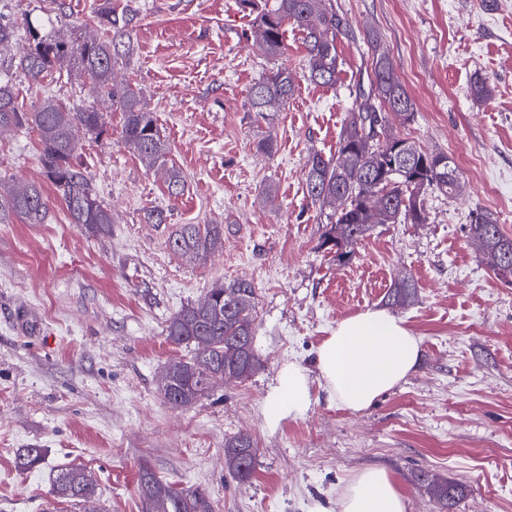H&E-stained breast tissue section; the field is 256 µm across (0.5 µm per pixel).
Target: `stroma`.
Masks as SVG:
<instances>
[{
	"label": "stroma",
	"mask_w": 512,
	"mask_h": 512,
	"mask_svg": "<svg viewBox=\"0 0 512 512\" xmlns=\"http://www.w3.org/2000/svg\"><path fill=\"white\" fill-rule=\"evenodd\" d=\"M0 0V18L52 14L62 35L98 34L100 0ZM350 25L338 36L336 86L308 81L303 34L287 26L276 59L254 44L253 17L239 0H136V54L117 79L141 88L169 157L183 171L170 198L162 171L117 138L83 137L81 160L114 217L109 234L71 223L45 175L37 135L0 134V186L38 184L47 219L0 223V512H141L138 472L153 469L205 491L214 512H338L357 471L382 466L407 512H437L418 483L426 470L459 490L453 512H512V284L497 279L468 237L473 213H492L512 235V0H338ZM388 49L414 101L401 136L452 156L459 195L424 196V224H380L346 264L321 245L318 207L306 194L310 154L334 155L354 96L371 69L366 31ZM276 65L296 89L273 118L251 111V86ZM490 78L485 102L469 94ZM12 82L33 110L45 99L94 103L76 68L32 84ZM272 138L274 150H259ZM165 210L149 224L144 214ZM183 224H220L222 249L189 262L168 238ZM412 276L417 300L387 307L393 281ZM255 286L252 314L260 367L216 385L194 405L172 408L159 387L190 351L166 337L168 319L215 284ZM389 308L423 339L416 370L365 410L332 402L319 381L317 349L337 323ZM312 380L300 413L277 427L264 418L281 365ZM258 448L253 477L228 472L225 438ZM22 448L45 449L19 472ZM84 467L98 485L92 503L55 500L51 478Z\"/></svg>",
	"instance_id": "obj_1"
}]
</instances>
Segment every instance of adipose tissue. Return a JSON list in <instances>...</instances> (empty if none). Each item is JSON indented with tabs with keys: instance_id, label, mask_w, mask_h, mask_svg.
<instances>
[{
	"instance_id": "adipose-tissue-1",
	"label": "adipose tissue",
	"mask_w": 512,
	"mask_h": 512,
	"mask_svg": "<svg viewBox=\"0 0 512 512\" xmlns=\"http://www.w3.org/2000/svg\"><path fill=\"white\" fill-rule=\"evenodd\" d=\"M422 339L383 309L361 312L337 323L319 346L321 383L336 404L350 411L370 407L399 386L416 368ZM311 379L298 363L284 364L270 393L264 416L269 426L302 411ZM339 512H406V500L393 475L383 467L365 468L349 480Z\"/></svg>"
}]
</instances>
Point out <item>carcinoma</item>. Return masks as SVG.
<instances>
[{"instance_id": "1", "label": "carcinoma", "mask_w": 512, "mask_h": 512, "mask_svg": "<svg viewBox=\"0 0 512 512\" xmlns=\"http://www.w3.org/2000/svg\"><path fill=\"white\" fill-rule=\"evenodd\" d=\"M240 3L254 14L253 36L266 57L276 58L284 53V26L290 23L304 36L310 81L328 87L336 85L340 73L336 37L347 34L348 27L336 0ZM138 16L137 8L129 4L117 12L112 9L111 0H103L97 12L103 35L73 41L57 36L50 15L40 27L27 19L25 25L32 43L18 57L16 67L38 84L66 64L76 66L93 85L101 103L122 112L121 142L149 165L165 170L167 191L170 197L177 198L183 194L186 179L182 170L169 161L155 113L145 107L139 88L113 78L116 65L136 50L134 28ZM367 41L372 56L370 86L360 84L354 93L356 106L348 113L336 155L326 158L314 152L305 166L307 195L318 204L326 224L321 246L335 251L340 263L351 260L358 242L378 224L427 223L423 205L427 190L434 188L445 195L462 190L459 170L447 153L424 151L389 125V112L407 123L413 121L414 103L378 34H368ZM294 90V76L288 68L272 69L251 87L250 108L261 114L274 105L284 106ZM493 91L488 78L474 77L470 92L475 99L486 101ZM23 127L37 133L42 166L71 223L87 224L97 234L109 233L111 210L98 198L79 161L78 133L97 139L109 135L102 109L70 107L47 99L27 112L19 105L11 80L0 79V131ZM47 210V199L37 186L0 193V216L14 213L28 224H41ZM469 235L486 240L480 254L496 277L512 278V235L502 231L496 218L487 212L476 213L469 224ZM223 243L222 224H185L169 239L173 251L190 262L206 257ZM244 294L255 297L253 284L245 279L218 284L209 291L214 309L201 311L188 304L169 319L168 341L191 348L187 367L235 372L245 380L260 366L254 347H239L241 340L255 334L252 314H242L236 308V299ZM416 299L414 281L408 276L395 281L387 295L389 302L399 306H409ZM197 385L198 381L185 377L171 388H161V392L170 403L173 389H181L184 405L188 406L202 398L195 392ZM224 454L237 460L230 469L235 479H251L257 454L254 443L243 445L237 437H229L224 441ZM43 460L44 449L21 448L15 456V467L29 472ZM421 479L427 483L439 512H449L455 490L448 480L429 473L421 474ZM138 487L142 494L160 492L157 512H213L205 492L180 488L149 468L139 471ZM97 490L96 481L80 467H60L52 479V495L64 501L92 499Z\"/></svg>"}]
</instances>
